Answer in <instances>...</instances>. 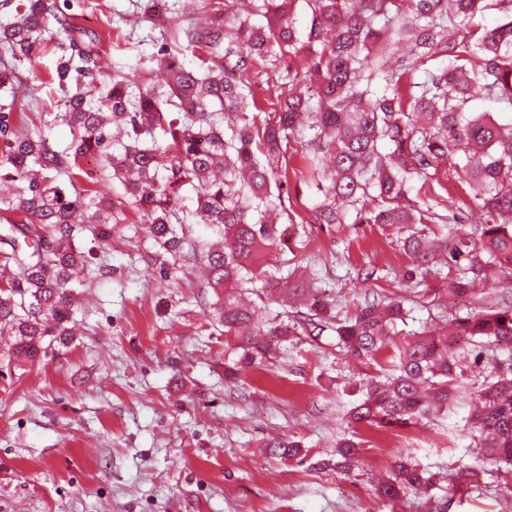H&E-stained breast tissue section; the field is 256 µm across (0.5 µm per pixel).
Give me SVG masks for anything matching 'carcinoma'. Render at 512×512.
<instances>
[{"label":"carcinoma","mask_w":512,"mask_h":512,"mask_svg":"<svg viewBox=\"0 0 512 512\" xmlns=\"http://www.w3.org/2000/svg\"><path fill=\"white\" fill-rule=\"evenodd\" d=\"M71 0H0L14 6L0 24V89L21 83L17 63L32 60L43 33H64L50 83L65 94L53 120L68 125L70 145L57 150L42 127L25 129L16 101L0 104V340L17 362L33 363L74 342L77 296L87 287L79 274L88 257L77 241L85 228L108 244L112 230L140 213L152 241L149 259L167 278L191 257L188 229L205 224L223 242L203 256L206 279L222 334L250 327L235 365L265 367L288 351L293 336L329 328L344 354L364 365L349 416L354 425L409 428L439 417L448 405H472L467 430L481 460L458 471L448 500L481 488L491 466L512 489V300L486 306L475 289L496 264L512 266V123L474 112L477 94L512 107V0H305V38H299L296 0H246L247 17L232 25L214 16L171 35L155 62L164 85L141 74L106 79L96 61L99 34L74 25ZM495 10L492 28L475 18ZM265 19L250 22V15ZM195 54L193 66L180 60ZM396 57V66L386 59ZM298 57L310 70L288 72V90L276 95L279 111L262 121L251 114L257 95L244 78L256 63L272 68ZM82 83L69 85L73 74ZM304 162L322 194L303 224H447L437 211L429 169L452 161L454 176L480 212L476 257L456 270L446 294L473 298L471 308L443 331L423 328L399 342L407 324V298L374 291L341 321L327 308H294L312 295L317 279L296 277L271 254L291 250L284 180L286 153ZM391 146L384 153L381 144ZM91 155L109 191L79 186L80 161ZM185 181L196 206L185 214L176 197ZM421 193H413L414 183ZM404 248L419 262L468 254L449 237L408 235ZM282 307L254 321L245 296ZM493 346L502 359L471 378L480 356L466 365L458 344ZM366 444L357 432L339 439L326 465L348 474ZM272 458L306 456L286 436L261 444ZM435 474L398 455L378 483V499L396 507L408 492L428 489Z\"/></svg>","instance_id":"carcinoma-1"}]
</instances>
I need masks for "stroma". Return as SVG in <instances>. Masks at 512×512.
I'll use <instances>...</instances> for the list:
<instances>
[{
    "instance_id": "1",
    "label": "stroma",
    "mask_w": 512,
    "mask_h": 512,
    "mask_svg": "<svg viewBox=\"0 0 512 512\" xmlns=\"http://www.w3.org/2000/svg\"><path fill=\"white\" fill-rule=\"evenodd\" d=\"M72 4V23L101 36L104 73L132 66L161 82L160 42L131 20L133 0ZM56 60L46 47L19 67L30 120L64 109L62 93L47 85ZM448 168L438 166V192L458 218L453 235L465 240L474 213ZM139 220L129 212L109 245L94 248L74 345L38 364L0 367V512H386L373 481L399 452L438 480L396 512H503L493 477L480 492L446 500L448 475L473 462L463 402L411 428L359 427L361 468L324 467L349 430L346 393L360 379L335 333L302 337L274 365L226 379L245 337L217 332L213 294L192 260L180 261L177 278L160 277L135 233ZM302 234L306 246L292 264L315 270L337 317L373 290L414 297L446 286L405 279L417 260L402 248L400 225L308 224ZM372 264L384 278L362 280L359 270ZM277 433L302 441L306 457L262 454V440Z\"/></svg>"
}]
</instances>
